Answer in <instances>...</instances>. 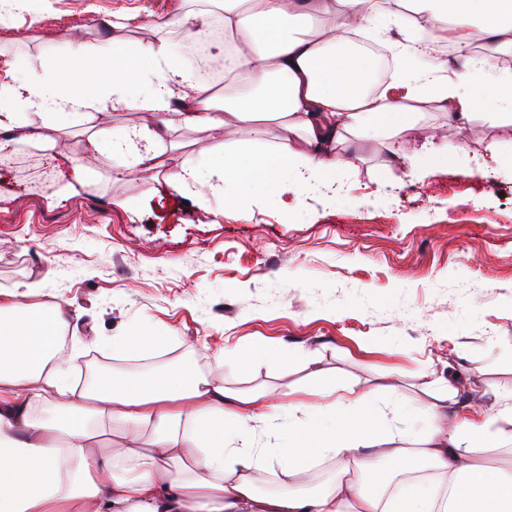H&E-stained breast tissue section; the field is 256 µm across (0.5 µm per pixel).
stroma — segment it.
I'll return each mask as SVG.
<instances>
[{"label": "stroma", "instance_id": "obj_1", "mask_svg": "<svg viewBox=\"0 0 512 512\" xmlns=\"http://www.w3.org/2000/svg\"><path fill=\"white\" fill-rule=\"evenodd\" d=\"M116 13L153 15L162 26L144 41L180 47L173 0H27L0 17V64L65 67L72 40L111 42ZM19 118L59 149L21 144L30 171L0 167V291L68 313L60 356L74 385L93 365L130 375L189 362L285 403L317 400L321 384L353 387L397 402L417 438L427 424L409 408L448 375L485 407L512 398V123L462 138L446 110L424 104L423 124L460 146L448 164L392 163L372 137L335 199L287 194L243 215L216 196L199 206L206 186L170 180L209 132H170L161 164L134 176L84 151L90 122L61 130L37 108ZM155 328L172 331L165 347L113 357L114 338ZM257 339L310 352L322 379L300 362L216 364Z\"/></svg>", "mask_w": 512, "mask_h": 512}]
</instances>
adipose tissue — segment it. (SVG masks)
Returning a JSON list of instances; mask_svg holds the SVG:
<instances>
[{
    "label": "adipose tissue",
    "instance_id": "obj_1",
    "mask_svg": "<svg viewBox=\"0 0 512 512\" xmlns=\"http://www.w3.org/2000/svg\"><path fill=\"white\" fill-rule=\"evenodd\" d=\"M381 0H218L224 38L240 70L226 74L237 96L202 84L190 59L167 42L128 39L130 18L116 16L110 67L92 88L61 84L45 65L0 66V112L51 106L72 117L85 110L151 112L159 122L121 136L99 128L89 137L101 164L126 159L153 170L163 136L178 128L252 124V139L173 174L247 214L251 205L334 184L349 163L343 143L382 131L397 139L419 130L416 102L448 111L459 134L490 119L512 122V72L493 53L512 49V0H413L412 17ZM403 39H391V27ZM429 31L432 41L421 40ZM388 42L405 92L367 90L374 62L349 33ZM481 36L488 55L471 54ZM438 42L452 44L467 68L448 72ZM149 59L157 78L137 87ZM488 80L494 109L471 88ZM285 132L267 147L269 124ZM66 319L61 309L22 304L0 292V512H512V474L491 477V448L512 445V404L490 415L472 406L456 381L427 389L416 407L428 420L422 447L396 427L398 409L376 406L354 389H324L323 401H262L255 391L225 387L188 363L135 380L104 378L76 390L56 357ZM287 434L288 445L261 437ZM327 478L311 479L322 465Z\"/></svg>",
    "mask_w": 512,
    "mask_h": 512
}]
</instances>
